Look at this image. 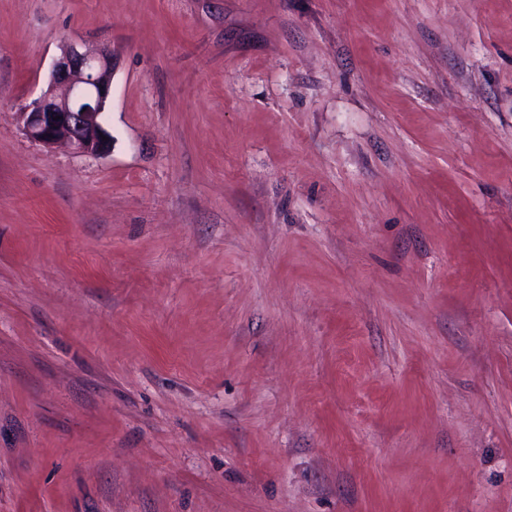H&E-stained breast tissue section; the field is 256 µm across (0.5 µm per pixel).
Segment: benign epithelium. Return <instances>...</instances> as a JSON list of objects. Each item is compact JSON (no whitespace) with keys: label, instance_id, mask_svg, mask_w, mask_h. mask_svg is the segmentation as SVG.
<instances>
[{"label":"benign epithelium","instance_id":"benign-epithelium-1","mask_svg":"<svg viewBox=\"0 0 512 512\" xmlns=\"http://www.w3.org/2000/svg\"><path fill=\"white\" fill-rule=\"evenodd\" d=\"M112 51L70 42L54 60L46 90L20 111L30 140L52 149L65 145L90 156L106 153L104 127L112 95Z\"/></svg>","mask_w":512,"mask_h":512}]
</instances>
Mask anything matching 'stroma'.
Masks as SVG:
<instances>
[{
    "mask_svg": "<svg viewBox=\"0 0 512 512\" xmlns=\"http://www.w3.org/2000/svg\"><path fill=\"white\" fill-rule=\"evenodd\" d=\"M0 512H512V0H0ZM112 78L111 50L68 43L52 64L46 90L19 112L24 134L49 149L65 145L84 155L106 153L111 136L103 116ZM56 116L60 119L53 120Z\"/></svg>",
    "mask_w": 512,
    "mask_h": 512,
    "instance_id": "obj_1",
    "label": "stroma"
}]
</instances>
